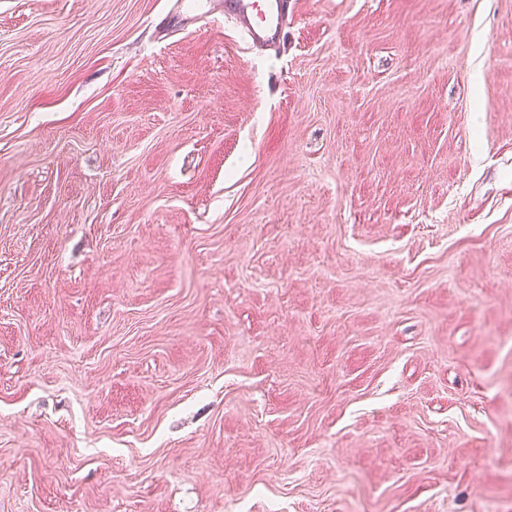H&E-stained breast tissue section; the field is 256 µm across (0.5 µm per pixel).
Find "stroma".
<instances>
[{"label": "stroma", "mask_w": 512, "mask_h": 512, "mask_svg": "<svg viewBox=\"0 0 512 512\" xmlns=\"http://www.w3.org/2000/svg\"><path fill=\"white\" fill-rule=\"evenodd\" d=\"M0 0V512H512V0ZM290 7L288 0H179L178 17L185 21L219 13L252 47L265 49L280 42Z\"/></svg>", "instance_id": "stroma-1"}]
</instances>
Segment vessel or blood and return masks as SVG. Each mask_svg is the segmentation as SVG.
Instances as JSON below:
<instances>
[{"label":"vessel or blood","instance_id":"1","mask_svg":"<svg viewBox=\"0 0 512 512\" xmlns=\"http://www.w3.org/2000/svg\"><path fill=\"white\" fill-rule=\"evenodd\" d=\"M291 7L289 0H178L181 20L220 15L248 43L264 49L279 43Z\"/></svg>","mask_w":512,"mask_h":512}]
</instances>
